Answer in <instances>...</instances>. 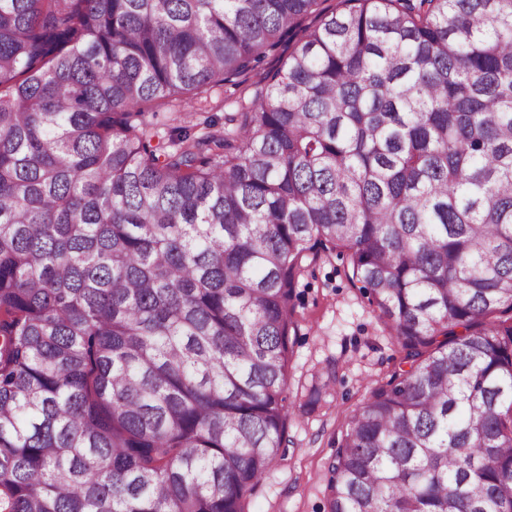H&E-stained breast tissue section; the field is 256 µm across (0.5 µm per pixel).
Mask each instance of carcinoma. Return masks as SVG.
I'll use <instances>...</instances> for the list:
<instances>
[{"label": "carcinoma", "mask_w": 512, "mask_h": 512, "mask_svg": "<svg viewBox=\"0 0 512 512\" xmlns=\"http://www.w3.org/2000/svg\"><path fill=\"white\" fill-rule=\"evenodd\" d=\"M342 2L0 0V512H246L336 251L403 357L329 512H512V0ZM256 79L257 77L251 74L240 88L228 84L214 87L207 101L198 99L189 107L180 106L177 102L174 106L157 112H144L137 122L149 136H152L153 144L160 140L169 149H175L185 134L192 138H200L210 131H224V117L230 112L239 111L242 90Z\"/></svg>", "instance_id": "carcinoma-1"}]
</instances>
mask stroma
<instances>
[{"label": "stroma", "instance_id": "obj_1", "mask_svg": "<svg viewBox=\"0 0 512 512\" xmlns=\"http://www.w3.org/2000/svg\"><path fill=\"white\" fill-rule=\"evenodd\" d=\"M241 89L214 87L208 99L143 113L153 140L176 148L183 136L223 129L240 108ZM342 257L318 260L299 277L295 345L288 366V450L248 494V512H327V463L349 417L375 382L399 363L389 335L364 290L345 278Z\"/></svg>", "mask_w": 512, "mask_h": 512}]
</instances>
